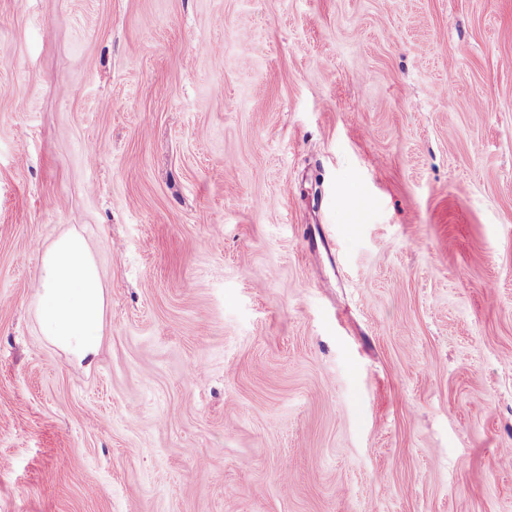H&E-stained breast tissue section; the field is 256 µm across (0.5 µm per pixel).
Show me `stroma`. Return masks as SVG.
Returning <instances> with one entry per match:
<instances>
[{
    "instance_id": "obj_1",
    "label": "stroma",
    "mask_w": 512,
    "mask_h": 512,
    "mask_svg": "<svg viewBox=\"0 0 512 512\" xmlns=\"http://www.w3.org/2000/svg\"><path fill=\"white\" fill-rule=\"evenodd\" d=\"M1 458L0 512H512V0H0ZM35 294L42 335L90 367L101 346L104 285L80 233H65L46 249Z\"/></svg>"
}]
</instances>
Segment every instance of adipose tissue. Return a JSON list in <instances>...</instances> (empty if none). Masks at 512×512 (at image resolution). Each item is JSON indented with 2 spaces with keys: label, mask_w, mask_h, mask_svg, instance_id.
<instances>
[{
  "label": "adipose tissue",
  "mask_w": 512,
  "mask_h": 512,
  "mask_svg": "<svg viewBox=\"0 0 512 512\" xmlns=\"http://www.w3.org/2000/svg\"><path fill=\"white\" fill-rule=\"evenodd\" d=\"M36 298L43 336L78 362L93 364L101 346L104 285L80 233H65L46 249Z\"/></svg>",
  "instance_id": "adipose-tissue-1"
}]
</instances>
